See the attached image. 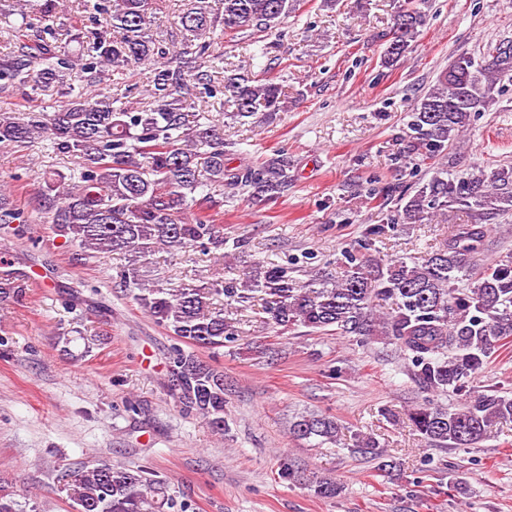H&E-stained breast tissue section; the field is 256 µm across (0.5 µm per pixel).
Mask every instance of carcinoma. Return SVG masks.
<instances>
[{
	"instance_id": "1",
	"label": "carcinoma",
	"mask_w": 512,
	"mask_h": 512,
	"mask_svg": "<svg viewBox=\"0 0 512 512\" xmlns=\"http://www.w3.org/2000/svg\"><path fill=\"white\" fill-rule=\"evenodd\" d=\"M153 0H86L90 24L76 29L73 54L57 45L54 27L44 26L39 43L8 47L32 26L5 22L9 38L0 52V94L31 85L63 100L45 110L0 114V145L50 142L56 154L76 160L72 173H42L36 210L55 235L72 247L71 261L85 266L101 254L125 256L119 288L171 332L180 344L169 355L167 394L185 414L201 416L222 434L224 371L203 361L196 350L235 343L242 330L232 317L239 305L260 301V324L277 334L302 328L313 333L351 336L361 344L388 339L421 389L428 393L406 413L408 424L428 444L472 448L497 423L512 421V395L471 394V385L503 341L512 337V260L480 262L490 221L512 213V165L488 164L461 179L448 177V143L468 128L472 114L495 100L497 84L512 72V42L494 48L492 60L460 55L440 72L436 84L418 102L407 123L403 157L439 159L428 183L403 194L389 224H421L439 211L458 209L467 222L455 225L439 249L415 260L382 262L359 243L343 251V278L312 276L303 283L293 269L272 264L240 277L221 276L201 285L157 278L146 283L148 257L227 246L224 227L214 211L224 196L243 192L256 204L275 201L288 190V157L255 165L225 164L224 131L195 111L199 99L224 96V116L244 125L258 113L267 119L287 110L285 92L268 76L249 69L225 70L221 55L208 54L218 28L235 38L246 32L263 42L262 53L284 19L299 10L300 0H189L178 14L180 46L170 48L151 34ZM423 0H399L384 64L400 59L427 23ZM153 64L147 89L151 102L138 109L106 91L111 77ZM17 224L27 233L24 212L0 191V224ZM21 272L0 276V303L25 293ZM384 303L391 310L381 311ZM451 393L461 404L451 410L432 395ZM338 420L302 415L293 434L318 443H335ZM356 447L379 459L388 472L384 450L370 435L357 436ZM278 476L288 483L307 482L314 494L332 499L336 481L308 477L284 459ZM64 490L74 512H151L154 507L185 512L186 504L166 495L164 484L142 469L100 464L67 475Z\"/></svg>"
}]
</instances>
